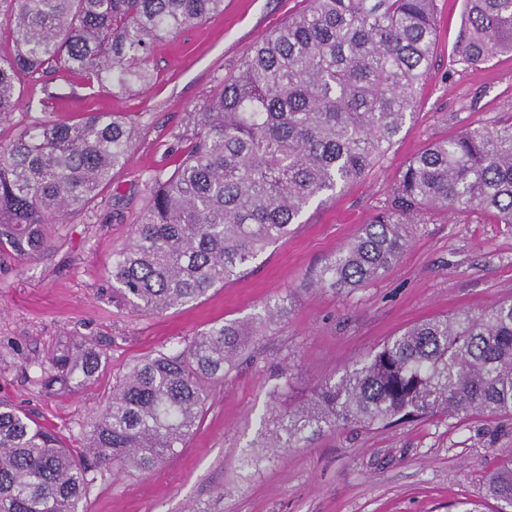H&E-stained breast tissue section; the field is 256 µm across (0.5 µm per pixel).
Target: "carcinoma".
<instances>
[{
	"instance_id": "carcinoma-1",
	"label": "carcinoma",
	"mask_w": 512,
	"mask_h": 512,
	"mask_svg": "<svg viewBox=\"0 0 512 512\" xmlns=\"http://www.w3.org/2000/svg\"><path fill=\"white\" fill-rule=\"evenodd\" d=\"M190 113L168 148L173 168L151 179L147 206L107 278L122 300L160 315L240 277L288 236L317 199L362 177L412 115L435 49L436 0H302ZM458 60L512 52V0H464ZM224 10V0H0V122L21 85L46 98L51 74L127 89L148 85L153 44ZM133 127L110 112L19 128L0 145V254L50 248L46 228L93 201L126 163ZM480 212L512 224V120L432 142L402 171L386 209L308 276L352 290L384 276L409 245L407 225L429 212ZM291 295L248 321L226 320L131 364L89 426L83 447L0 401V512H79L91 486L119 466L147 473L184 447L208 385L244 360ZM104 353L68 340L34 363L47 391L81 388ZM512 416V300L408 326L296 402L288 387L263 418L265 451L309 448L341 426L405 419ZM498 512H512V458L484 477Z\"/></svg>"
}]
</instances>
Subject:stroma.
Instances as JSON below:
<instances>
[{"label": "stroma", "instance_id": "obj_1", "mask_svg": "<svg viewBox=\"0 0 512 512\" xmlns=\"http://www.w3.org/2000/svg\"><path fill=\"white\" fill-rule=\"evenodd\" d=\"M300 0H224L222 13L158 42L145 86L88 87L61 76L58 98L24 90L0 142L17 125L74 122L114 112L137 129L126 165L95 201L49 227L51 248L24 261L0 257V399L78 441L134 361L178 347L224 320L245 321L268 299L291 294L287 320L271 324L249 348L250 362L209 392L198 428L156 470L106 475L83 512H468L486 500L483 476L512 455V417L436 418L393 427H340L309 448L243 466L260 437L270 395L290 364L293 398L333 377L407 326L512 299V225L478 214L430 213L408 228L410 244L382 279L351 292L307 287L308 273L388 205L406 164L430 142L512 117V53L471 66L453 49L464 0H437L433 66L409 118L365 176L311 204L287 237L243 276L166 313L140 315L113 295L106 278L147 204L150 179L163 168L172 136L241 59L299 10ZM87 337L106 351L93 382L43 392L28 364L59 343Z\"/></svg>", "mask_w": 512, "mask_h": 512}]
</instances>
